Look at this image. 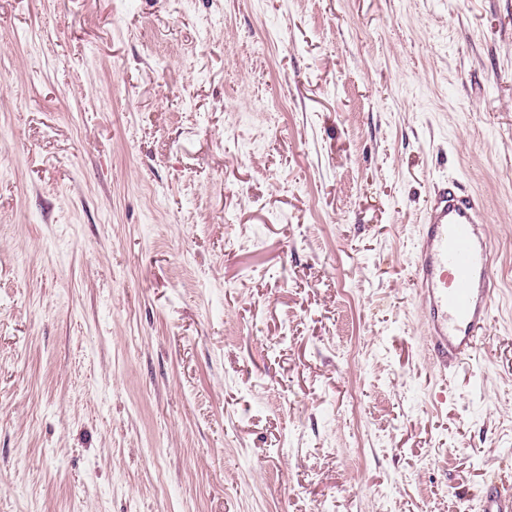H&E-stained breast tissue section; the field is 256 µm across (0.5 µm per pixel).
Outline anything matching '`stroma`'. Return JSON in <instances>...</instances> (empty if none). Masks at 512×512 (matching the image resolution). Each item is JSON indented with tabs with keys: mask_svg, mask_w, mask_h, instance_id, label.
I'll return each instance as SVG.
<instances>
[{
	"mask_svg": "<svg viewBox=\"0 0 512 512\" xmlns=\"http://www.w3.org/2000/svg\"><path fill=\"white\" fill-rule=\"evenodd\" d=\"M458 180L498 288L441 380ZM512 483V0H0V512H481ZM484 203L445 182L420 224L414 280L428 352L444 378L472 363L492 313L497 271ZM482 512H511L512 486L494 479L485 482L480 492Z\"/></svg>",
	"mask_w": 512,
	"mask_h": 512,
	"instance_id": "obj_1",
	"label": "stroma"
}]
</instances>
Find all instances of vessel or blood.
<instances>
[{"label":"vessel or blood","instance_id":"1","mask_svg":"<svg viewBox=\"0 0 512 512\" xmlns=\"http://www.w3.org/2000/svg\"><path fill=\"white\" fill-rule=\"evenodd\" d=\"M484 203L443 183L419 229L414 280L422 300L428 352L442 374H455L478 354L498 286ZM482 512H512V486L491 479Z\"/></svg>","mask_w":512,"mask_h":512}]
</instances>
